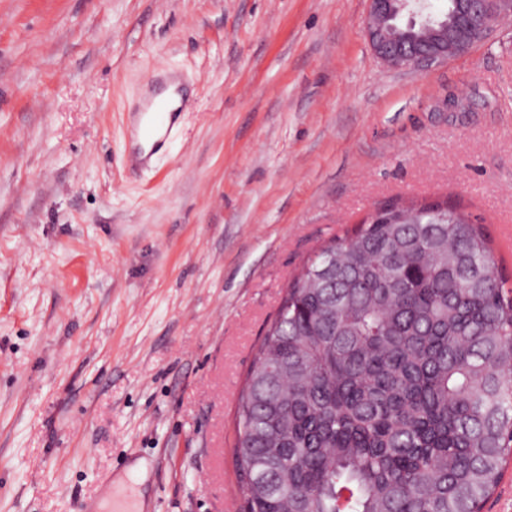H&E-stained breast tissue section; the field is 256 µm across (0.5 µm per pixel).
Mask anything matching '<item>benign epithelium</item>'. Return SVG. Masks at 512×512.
I'll return each instance as SVG.
<instances>
[{"mask_svg":"<svg viewBox=\"0 0 512 512\" xmlns=\"http://www.w3.org/2000/svg\"><path fill=\"white\" fill-rule=\"evenodd\" d=\"M419 0H369L366 33L374 55L385 65L394 68H418L445 62L460 50L448 44V38L438 23L428 19L424 26L430 28V38L423 47L394 35L391 20L409 5ZM460 5L461 34L465 47L482 41L496 26L502 10L512 4L509 0H457Z\"/></svg>","mask_w":512,"mask_h":512,"instance_id":"7a95c632","label":"benign epithelium"}]
</instances>
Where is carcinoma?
Wrapping results in <instances>:
<instances>
[{"label":"carcinoma","mask_w":512,"mask_h":512,"mask_svg":"<svg viewBox=\"0 0 512 512\" xmlns=\"http://www.w3.org/2000/svg\"><path fill=\"white\" fill-rule=\"evenodd\" d=\"M386 204L288 285L239 400L245 512H480L512 456V296L484 225Z\"/></svg>","instance_id":"1"}]
</instances>
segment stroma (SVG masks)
<instances>
[{
	"mask_svg": "<svg viewBox=\"0 0 512 512\" xmlns=\"http://www.w3.org/2000/svg\"><path fill=\"white\" fill-rule=\"evenodd\" d=\"M367 0H0V512H241L235 416L289 281L389 200L512 277V24L422 70ZM188 105L124 163L151 77Z\"/></svg>",
	"mask_w": 512,
	"mask_h": 512,
	"instance_id": "35a3bbf8",
	"label": "stroma"
}]
</instances>
